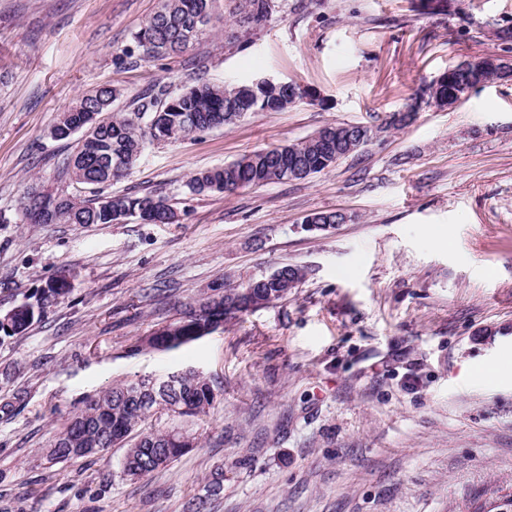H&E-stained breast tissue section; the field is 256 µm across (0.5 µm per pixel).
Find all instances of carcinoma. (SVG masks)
Listing matches in <instances>:
<instances>
[{
	"mask_svg": "<svg viewBox=\"0 0 512 512\" xmlns=\"http://www.w3.org/2000/svg\"><path fill=\"white\" fill-rule=\"evenodd\" d=\"M216 0H160L158 10L134 36L135 47L124 51L132 63L184 52L205 34L195 26L203 11L213 15ZM230 16L242 28L262 21L284 0H232ZM451 82L442 93L450 95L460 84L475 85L493 80L491 73L476 74L460 63L447 72ZM120 92L100 86L77 99L59 115L51 129L58 140L80 134L74 152L60 163L61 174L72 183L97 186L129 173L149 144L176 143L197 132L221 128L249 112H280L304 97L293 83L268 82L220 85L195 84L177 95L164 87L144 97L131 112L112 111ZM325 126L296 143L254 150L223 166L193 174L186 182L191 194L232 193L270 183L303 180L332 167L356 151L336 149V130ZM39 195L27 198L23 215L33 224H123L135 216L144 224H175L178 215L168 199L154 194L114 197L108 206L99 197L60 200L44 219L32 214ZM307 276L298 266L284 265L236 282L217 285L219 292L184 304L179 317L152 333L151 348L173 350L212 334L214 323L227 322L249 310L268 307L290 295ZM67 289L51 284L37 303L11 309V328L0 332L14 336L34 320L40 305L53 302ZM212 382L189 376L177 385L161 389L146 377L112 386L75 413L50 444L48 457L56 461L85 458L111 446L126 448L122 473L141 478L182 455L181 449L197 443L194 433L178 427L156 429L148 420L157 414L201 419L215 406Z\"/></svg>",
	"mask_w": 512,
	"mask_h": 512,
	"instance_id": "1",
	"label": "carcinoma"
}]
</instances>
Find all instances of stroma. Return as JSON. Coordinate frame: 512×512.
I'll return each mask as SVG.
<instances>
[{
    "mask_svg": "<svg viewBox=\"0 0 512 512\" xmlns=\"http://www.w3.org/2000/svg\"><path fill=\"white\" fill-rule=\"evenodd\" d=\"M158 0H0V313L68 292L0 335V512H498L512 496V82L452 108L430 85L475 55L512 58V0H287L241 31L218 0L182 54L122 62ZM258 77L309 91L281 112L148 146L84 196H167L175 224H30L61 184L50 130L102 85L132 111L155 85ZM413 111L403 127L390 117ZM374 131L312 178L190 194L193 173L325 125ZM340 210L328 232L301 227ZM306 268L286 299L175 350H135L224 278ZM203 371L220 388L198 444L148 476L124 449L52 461L50 442L120 381ZM207 496V495H206ZM55 283L56 282L43 290L41 297L36 300V305L33 303H26L9 310L11 311V328L9 330H2L1 326L0 333H3L4 336H14L23 332L34 320L36 313H40V305L44 302H53L60 296L67 293L68 288H57Z\"/></svg>",
    "mask_w": 512,
    "mask_h": 512,
    "instance_id": "stroma-1",
    "label": "stroma"
}]
</instances>
